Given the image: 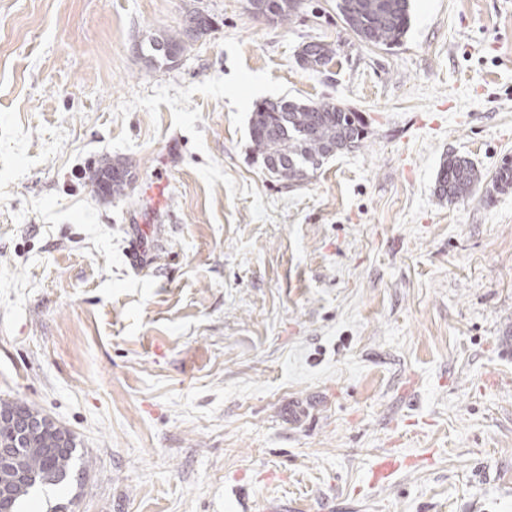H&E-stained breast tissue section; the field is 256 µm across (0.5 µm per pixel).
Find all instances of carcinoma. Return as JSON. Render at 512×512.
Segmentation results:
<instances>
[{"mask_svg":"<svg viewBox=\"0 0 512 512\" xmlns=\"http://www.w3.org/2000/svg\"><path fill=\"white\" fill-rule=\"evenodd\" d=\"M300 0H279L271 21L288 22ZM338 17L361 43L391 47L401 43L410 23L409 0H336ZM212 26L200 11L186 13L181 27L163 31L150 41L146 63L153 67L170 66L180 60L193 43L208 34ZM299 58L307 68L317 71L334 58V50L322 42L302 46ZM364 124L355 113L329 102L298 103L280 98L255 106L250 122V138L263 157L268 173L295 186L321 168L329 155L323 144L334 138L349 140L357 148L365 139ZM132 165L121 157L101 159L95 175L107 178L106 194L119 197L131 184ZM482 180L472 161L456 154L444 158L437 173L434 194L450 203L468 197ZM495 190L512 187V160H503L491 179ZM0 412L40 414L19 399H0ZM20 470L25 476L12 485L10 495L0 499V512H19L21 502L34 491L48 486H64L73 480L79 456L72 433L48 421L32 442L17 449Z\"/></svg>","mask_w":512,"mask_h":512,"instance_id":"1","label":"carcinoma"}]
</instances>
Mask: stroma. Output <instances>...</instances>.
Listing matches in <instances>:
<instances>
[{
  "instance_id": "1",
  "label": "stroma",
  "mask_w": 512,
  "mask_h": 512,
  "mask_svg": "<svg viewBox=\"0 0 512 512\" xmlns=\"http://www.w3.org/2000/svg\"><path fill=\"white\" fill-rule=\"evenodd\" d=\"M190 10L211 33L147 67ZM311 41L326 69L300 62ZM283 97L366 121L293 190L249 133ZM451 153L482 174L452 204L433 193ZM106 156L131 163L126 195L92 185ZM505 158L512 0H410L392 48L336 0L283 25L248 0H0V398L82 458L27 512H512ZM387 452L412 466L378 485ZM299 58L307 68L319 71L334 58V50L322 42H309L302 46Z\"/></svg>"
}]
</instances>
